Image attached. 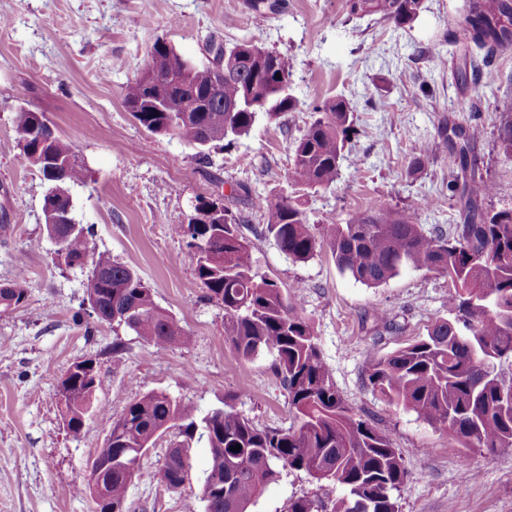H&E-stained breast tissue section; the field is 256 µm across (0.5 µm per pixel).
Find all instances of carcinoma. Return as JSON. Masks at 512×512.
I'll return each mask as SVG.
<instances>
[{"label": "carcinoma", "mask_w": 512, "mask_h": 512, "mask_svg": "<svg viewBox=\"0 0 512 512\" xmlns=\"http://www.w3.org/2000/svg\"><path fill=\"white\" fill-rule=\"evenodd\" d=\"M347 17H376L398 29L412 27L424 0H344ZM463 39L451 53L453 78L483 73L485 84L501 81L489 69L492 59L512 50V0H473L463 14ZM224 54V80L215 79L213 64L181 58L172 46L154 42L149 66L165 79L163 92L182 99L192 110L178 126L177 139L197 149L200 159L220 145L226 149L248 135L255 123L275 121L298 107L293 94L292 59L267 49L253 35L228 47L210 40L205 50ZM281 78H276V74ZM124 101L133 118L148 132L161 135L180 117L153 112L145 87L136 78L127 84ZM30 106L16 109L14 129L20 154L46 185L42 214L46 232L64 234L65 254L57 260L68 268L90 266L87 296H101L100 323L116 313L132 311L115 324L157 349L187 344L179 321L158 306L138 273L107 252H95L88 230H68L53 223L52 213L66 208L70 189L87 180L71 141L47 135ZM349 102L331 97L313 106L300 136L291 141L289 179L298 191H317L336 183L344 151L355 134ZM460 171L450 181L468 223L451 231L425 228L412 213L393 208L364 212L344 224H315L295 198L263 196L240 184L221 195L223 205L206 204L208 217L178 224L174 233L196 259L199 288L224 308V333L237 354L250 360L267 351L275 356L281 385L288 395L293 422L286 429L259 428L239 412L232 398L197 420L179 401L149 390L112 421L111 442L100 449L94 465L103 468L102 504L92 512H126L127 495L136 476L138 457L173 431L181 441L158 469L170 491L179 490L187 473V450L206 438L209 461L202 489L205 512H250L280 470L300 471L319 484L321 494L288 503L287 512H399L395 493L408 478L402 455L389 433L370 418L356 414L337 390L313 328L300 312L301 303L260 272L252 246L231 207L249 206L267 216L263 233L296 262L329 250L338 269L355 281L378 287L404 269L433 272L448 278L454 318L436 317L426 334L372 360L367 380L390 405L416 413L432 427L448 433V444L489 452L512 449V379L502 366L512 363V208H483L493 186L467 156L481 129H452ZM503 155L512 159V118L498 128ZM27 298L18 279L0 290V308L22 306ZM101 386L97 370L73 374L60 392L61 416L78 436ZM241 445L238 451L232 447ZM343 495L332 497L336 489Z\"/></svg>", "instance_id": "1"}]
</instances>
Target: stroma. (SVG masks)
<instances>
[{
  "label": "stroma",
  "mask_w": 512,
  "mask_h": 512,
  "mask_svg": "<svg viewBox=\"0 0 512 512\" xmlns=\"http://www.w3.org/2000/svg\"><path fill=\"white\" fill-rule=\"evenodd\" d=\"M279 2L277 12L260 15L250 0H0V286L20 272L27 288L23 306L0 310V512H92L78 486L106 443L111 418L151 389L199 418L230 396L258 426L291 424L273 356H238L224 334L222 306L197 286L195 260L172 229L188 222L198 199L228 193L236 183L265 196L289 193L290 141L317 101L347 98L358 133L335 185L302 197L311 221L342 224L365 211L398 208L426 226L459 223L448 189L455 157L443 134L455 124L482 131L475 165L496 187L487 209L512 208V160L497 141L498 126L512 112V52L494 61L504 83L480 94L456 83L448 62L426 52L435 42L459 39L462 0H424L405 30L372 17L348 19L343 0ZM255 34L294 63L299 107L285 116V128L258 121L233 149L211 150L202 164L194 149L149 133L126 110L125 87L143 72L155 40L204 63L207 41L230 45ZM473 97L477 111H462ZM21 106L44 112L85 165L86 182L71 189L72 216L89 228L92 248L136 270L189 344L156 349L125 329L88 330L76 322L88 272L56 260L43 224L41 176L16 143L13 117ZM417 145L425 151L415 169ZM251 243L264 272L300 297L346 402L400 449L408 480L399 512H512V449L473 451L461 465L446 433L389 406L366 383L373 357L424 335L433 317L448 316L447 278L409 270L369 288L340 273L329 251L295 262L270 236H252ZM382 310L402 330L378 340L371 316ZM117 338L124 351L116 363ZM88 359L102 385L75 437L63 424L58 387L73 364ZM167 447L160 441L142 458L128 512H204L206 442L193 443L189 477L175 492L157 475ZM317 491L305 473L285 470L252 512H287L289 500Z\"/></svg>",
  "instance_id": "obj_1"
}]
</instances>
